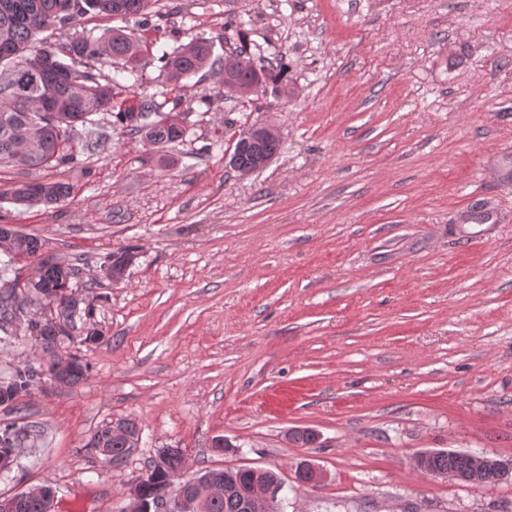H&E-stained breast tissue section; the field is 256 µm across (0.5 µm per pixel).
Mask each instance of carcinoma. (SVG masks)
Segmentation results:
<instances>
[{
    "label": "carcinoma",
    "mask_w": 512,
    "mask_h": 512,
    "mask_svg": "<svg viewBox=\"0 0 512 512\" xmlns=\"http://www.w3.org/2000/svg\"><path fill=\"white\" fill-rule=\"evenodd\" d=\"M155 0H0V164L18 163L27 168H51L76 160L78 147L75 132L78 126L92 122L91 116L100 112H116V118L125 128L139 136L144 142L159 146L184 141L186 130L153 120L151 116L160 112V107L151 100L127 103L114 100L113 87L119 85L113 78L101 81L95 64L106 55L121 62L149 43L142 36L111 28L102 35L79 34L54 45L53 78L31 88L30 91L5 93L3 85L8 81L7 72L24 58L38 51L34 46L38 34L59 26L70 27L80 18L89 15H106L123 18L141 16V26L152 25L148 16ZM163 72L174 93L171 111H177L183 102L184 81L202 69L213 66L211 44L206 38L190 41L172 53L160 56ZM224 64L231 67L229 76L241 84H252L260 88L267 81L276 80L285 71L286 65L278 61L274 65L256 66L250 58L246 36L239 34V45L224 54ZM278 140H246L241 133L233 149L234 170L246 174L256 170L262 156H274L278 152ZM1 195L10 202L24 205H55L72 194V187L64 182H18L4 190ZM37 264L39 291L36 299L53 301L57 305L66 303L72 291L71 279L75 268L51 260L42 259L44 241L34 235L23 234L17 242ZM136 253L129 245L107 256L112 271L122 274L128 261ZM19 295L8 288L0 289V329L13 321L21 310ZM30 321L38 325L40 343L54 350L63 343L56 326L40 323V317ZM37 368L31 365L15 368L7 378L17 395H28L34 385ZM104 442L112 454V460L122 461L130 453L126 443L110 435L109 427H100L91 435L89 445L97 447L94 438ZM182 454L174 449L165 459V468L157 463L149 466L142 477L144 494L154 496L166 476V470L180 465ZM424 471L434 476L452 474L462 483L472 485H495L512 476V462L504 461L482 471L475 470L468 453L456 450H432L422 457ZM219 473L224 479V497L210 505L209 512H245L241 507L255 486L279 478V474L268 470L254 476L250 473L227 472L221 469H205L202 475Z\"/></svg>",
    "instance_id": "obj_1"
}]
</instances>
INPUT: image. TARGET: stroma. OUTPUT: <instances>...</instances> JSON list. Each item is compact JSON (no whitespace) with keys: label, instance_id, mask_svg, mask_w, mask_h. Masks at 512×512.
Masks as SVG:
<instances>
[{"label":"stroma","instance_id":"stroma-1","mask_svg":"<svg viewBox=\"0 0 512 512\" xmlns=\"http://www.w3.org/2000/svg\"><path fill=\"white\" fill-rule=\"evenodd\" d=\"M153 9L157 50L206 37L218 59L241 30L254 60L288 70L247 96L217 66L187 79L173 147L102 112L78 129L75 163L0 164V192L72 188L49 207L0 195V222L76 266L86 312L65 347L90 364L78 385L0 406L44 431L0 494L47 485L55 512H125L131 482L177 448L194 471L279 473L284 512H512V479L467 485L414 463L434 449L512 459V0ZM167 88L152 59L118 94L161 103ZM255 124L281 146L243 175L227 154ZM129 245L112 281L101 263ZM9 332L0 377L39 356L22 320ZM121 419L141 440L115 468L87 442ZM294 427L317 441H289ZM304 460L318 483L294 482ZM72 194L69 184L59 181L54 182H18L14 186L1 192L10 202L24 205L51 206L64 201Z\"/></svg>","mask_w":512,"mask_h":512}]
</instances>
